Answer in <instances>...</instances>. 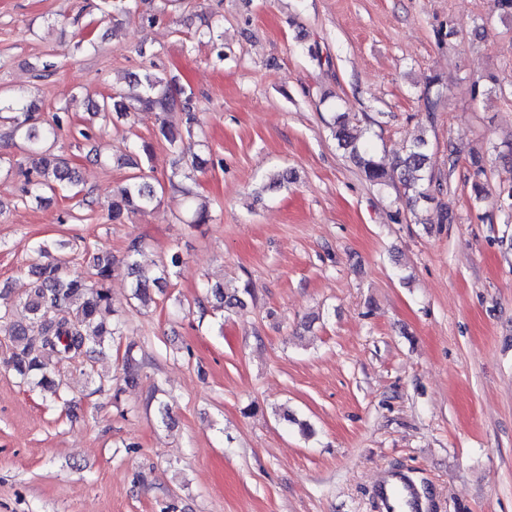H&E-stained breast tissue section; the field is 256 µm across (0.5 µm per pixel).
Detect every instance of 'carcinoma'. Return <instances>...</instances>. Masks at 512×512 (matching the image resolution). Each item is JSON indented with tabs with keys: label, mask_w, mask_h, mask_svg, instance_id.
I'll return each mask as SVG.
<instances>
[{
	"label": "carcinoma",
	"mask_w": 512,
	"mask_h": 512,
	"mask_svg": "<svg viewBox=\"0 0 512 512\" xmlns=\"http://www.w3.org/2000/svg\"><path fill=\"white\" fill-rule=\"evenodd\" d=\"M103 17L139 18L141 24L152 26L157 14L139 10L140 0H103ZM95 114L116 113L129 116L138 112H153L160 119L159 132L170 149L177 153L182 167L171 171L170 185L175 180L190 178V172L201 168L197 153L203 141L194 139L199 118L194 106V93L176 87L172 81L154 73L135 78V89L115 93L99 101L89 102ZM40 106L35 97L24 90L0 93V124L10 129V136L25 143L26 152L19 162L0 157V168L10 175L19 170L24 176L22 197L41 203L46 195L78 187L76 171L67 159L54 151L65 117L56 114L52 120L39 117ZM180 112L184 116L185 132L167 125L165 116ZM331 133L350 160L362 171L366 180L378 185L398 184L404 189L408 203L416 205L426 197L425 184L431 182L427 174L428 141L416 137L404 146L391 168H386L374 154L368 142L360 143L347 125L335 120ZM158 202V189L154 178L142 171L130 176L117 188L110 206L109 218L118 221L131 214L144 213ZM142 252L141 243L131 241L128 269L132 277V299L146 306L153 300V293L177 274L182 264L178 253L157 268H143L136 260ZM38 258L28 266V288L19 305L28 315V321L11 320L9 310H0L5 339L11 354L7 363L20 377L21 383L33 385L50 393L53 404L68 402V392L63 370L78 364L81 372H94L92 362L123 335V323L112 309L107 281L112 267V256L97 250L89 257V270L83 272L64 255L50 258L49 246L38 245ZM206 294L226 309H242L247 299L253 297L249 284L225 288L220 284H205ZM124 382L133 384L139 376V365L134 347H126L122 357Z\"/></svg>",
	"instance_id": "carcinoma-1"
}]
</instances>
